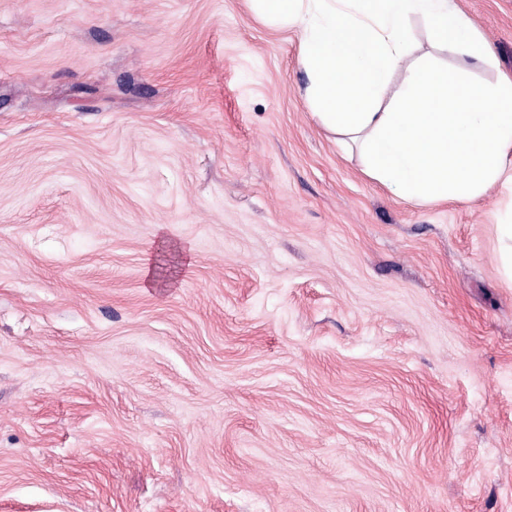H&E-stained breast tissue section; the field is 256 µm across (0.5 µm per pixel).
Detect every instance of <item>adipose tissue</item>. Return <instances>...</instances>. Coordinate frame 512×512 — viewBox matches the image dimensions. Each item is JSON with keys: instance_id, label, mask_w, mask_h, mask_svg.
<instances>
[{"instance_id": "obj_1", "label": "adipose tissue", "mask_w": 512, "mask_h": 512, "mask_svg": "<svg viewBox=\"0 0 512 512\" xmlns=\"http://www.w3.org/2000/svg\"><path fill=\"white\" fill-rule=\"evenodd\" d=\"M296 31L311 116L363 174L411 203L471 202L512 183V76L477 82L416 55L422 21L452 56L493 54L455 0H249Z\"/></svg>"}]
</instances>
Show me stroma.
<instances>
[{
    "label": "stroma",
    "mask_w": 512,
    "mask_h": 512,
    "mask_svg": "<svg viewBox=\"0 0 512 512\" xmlns=\"http://www.w3.org/2000/svg\"><path fill=\"white\" fill-rule=\"evenodd\" d=\"M308 82L247 0H0V512H512V189L403 201Z\"/></svg>",
    "instance_id": "stroma-1"
}]
</instances>
